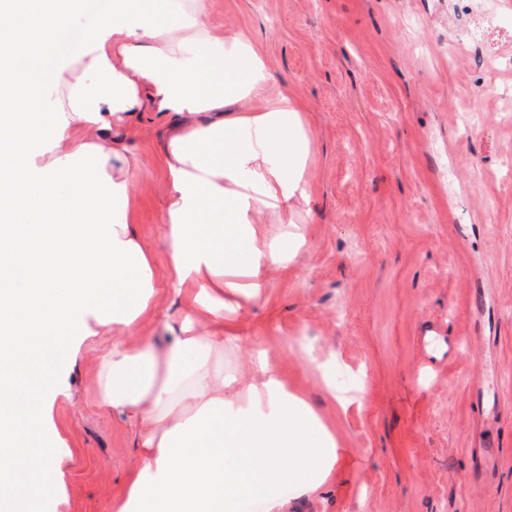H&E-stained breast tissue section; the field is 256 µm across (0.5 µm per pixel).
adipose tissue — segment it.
I'll return each instance as SVG.
<instances>
[{"label": "adipose tissue", "mask_w": 512, "mask_h": 512, "mask_svg": "<svg viewBox=\"0 0 512 512\" xmlns=\"http://www.w3.org/2000/svg\"><path fill=\"white\" fill-rule=\"evenodd\" d=\"M0 8V512H30L61 462L38 433L74 335L110 336L104 404L135 433L139 466L112 512H286L347 458L335 431L240 323L267 304L269 274L308 245L312 131L300 101L264 95L267 61L211 28L210 0H112L75 50L59 37L78 0ZM136 112L170 119L166 264L180 307L157 347L155 256L133 222ZM273 217L269 230L259 215ZM37 350L15 354L16 333ZM28 495L20 498L16 486Z\"/></svg>", "instance_id": "adipose-tissue-1"}]
</instances>
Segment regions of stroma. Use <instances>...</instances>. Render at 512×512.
<instances>
[{
    "label": "stroma",
    "mask_w": 512,
    "mask_h": 512,
    "mask_svg": "<svg viewBox=\"0 0 512 512\" xmlns=\"http://www.w3.org/2000/svg\"><path fill=\"white\" fill-rule=\"evenodd\" d=\"M209 22L253 37L313 135L309 245L247 322L349 462L288 512H512V0H212ZM131 122L134 222L163 277L168 120ZM112 343L58 375L48 512H112L134 466L99 402ZM309 352L362 401L335 409Z\"/></svg>",
    "instance_id": "35a3bbf8"
}]
</instances>
